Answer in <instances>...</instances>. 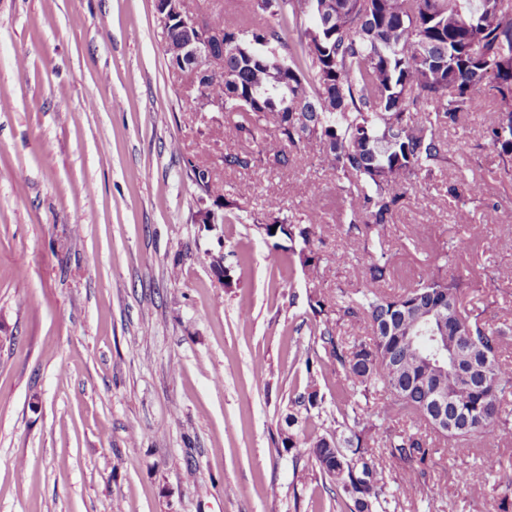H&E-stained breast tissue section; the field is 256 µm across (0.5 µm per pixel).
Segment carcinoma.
<instances>
[{"label": "carcinoma", "instance_id": "carcinoma-1", "mask_svg": "<svg viewBox=\"0 0 512 512\" xmlns=\"http://www.w3.org/2000/svg\"><path fill=\"white\" fill-rule=\"evenodd\" d=\"M206 23L224 33V69L232 79L212 76L202 93L226 112L250 113V125L238 130L259 144L257 154H229L224 164L247 168L271 156L286 167L292 153L317 147L343 183L350 212L367 218L359 307L372 337L345 342L326 299L309 296L319 335L304 350L309 389L291 399L287 424L307 423L301 410L318 406L325 352L349 392L336 402L337 428L310 439L309 459L336 484L349 512H371L387 493L375 448H386L414 479L424 473L428 439L452 456L469 441L494 440L508 429L512 363L503 354L512 346V325L491 324L466 308L470 283L460 273L428 266L400 294L379 286L393 275L383 236L399 190L445 162V125L491 102L496 117L482 136L498 152L499 174L512 176V0H249L247 18ZM193 172L207 198L233 208L221 183L196 166ZM483 191L478 182L451 189L461 201ZM320 221L312 212L309 225L290 224L286 233L290 242L301 240L300 249L288 250L312 280L320 270L312 249ZM438 302L446 319L462 313L469 327L457 337L458 366L445 378L448 418L461 423L448 433L430 422L434 379L417 360L421 345L403 341L416 334L405 306Z\"/></svg>", "mask_w": 512, "mask_h": 512}]
</instances>
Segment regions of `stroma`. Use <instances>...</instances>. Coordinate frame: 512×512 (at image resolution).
Here are the masks:
<instances>
[{"label": "stroma", "mask_w": 512, "mask_h": 512, "mask_svg": "<svg viewBox=\"0 0 512 512\" xmlns=\"http://www.w3.org/2000/svg\"><path fill=\"white\" fill-rule=\"evenodd\" d=\"M180 83L154 0H0V512H347L285 423L312 380L296 347L313 335V287L251 224L320 209L315 288L343 306L364 287L348 202L316 149L225 166L257 150L248 114L192 111ZM493 118L486 105L442 129L446 162L386 228L383 290L442 264L470 278L469 305L512 324V176L491 175ZM197 167L236 202L208 226ZM470 181L485 191L459 203L450 190ZM467 236L477 248L453 252ZM314 380L321 435L344 375L326 356ZM376 456L397 512H494L512 432L415 481Z\"/></svg>", "instance_id": "35a3bbf8"}]
</instances>
